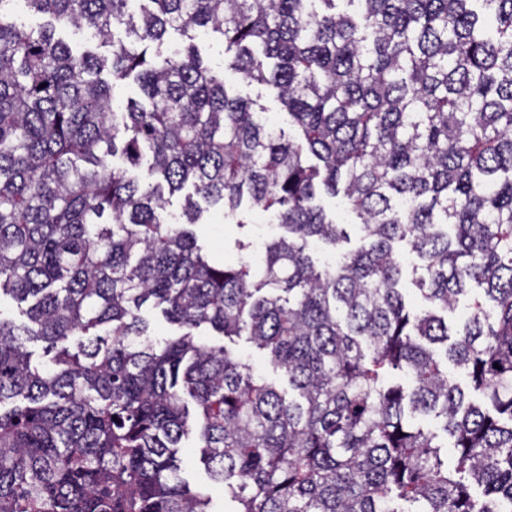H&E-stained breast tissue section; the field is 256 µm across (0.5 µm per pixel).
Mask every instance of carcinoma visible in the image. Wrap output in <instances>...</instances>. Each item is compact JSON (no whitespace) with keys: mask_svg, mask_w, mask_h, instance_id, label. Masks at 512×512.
<instances>
[{"mask_svg":"<svg viewBox=\"0 0 512 512\" xmlns=\"http://www.w3.org/2000/svg\"><path fill=\"white\" fill-rule=\"evenodd\" d=\"M128 2L24 0L48 17L26 29L0 0V296L26 305L0 317V512H214L181 476L193 431L236 512H502L512 0H142L137 21ZM59 27L112 50L76 55ZM170 28L220 33L224 69L269 86L298 137L194 45L164 52ZM129 80L141 98L118 107ZM321 190L360 220L356 249L337 250L350 237ZM202 202L259 208L280 232L255 263L217 264L188 229ZM316 242L336 261L316 265ZM401 242L444 311L482 287L458 327L407 308ZM148 305L178 337L154 338ZM203 326L247 337L288 388ZM415 413L441 421L453 465Z\"/></svg>","mask_w":512,"mask_h":512,"instance_id":"cac0c4a2","label":"carcinoma"}]
</instances>
